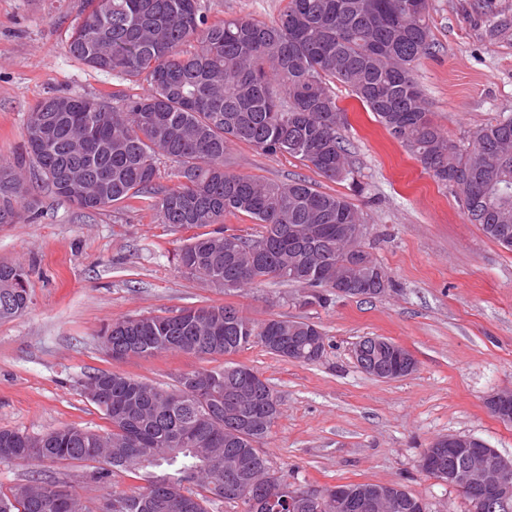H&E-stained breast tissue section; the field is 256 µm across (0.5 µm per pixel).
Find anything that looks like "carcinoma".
I'll return each instance as SVG.
<instances>
[{
	"label": "carcinoma",
	"instance_id": "carcinoma-1",
	"mask_svg": "<svg viewBox=\"0 0 512 512\" xmlns=\"http://www.w3.org/2000/svg\"><path fill=\"white\" fill-rule=\"evenodd\" d=\"M89 10L69 35L67 52L88 68L130 83L140 93L116 91L109 107L83 97L53 96L38 102L24 127L15 163H0V224L20 222L23 175L30 166L53 193L81 210L98 211L132 199L148 200L160 224L217 228L186 240L179 265L191 276L226 291L267 280L316 288L312 301L326 305L336 282L375 297L393 287L379 280L381 266L355 241L363 217L346 197L319 191L304 179L267 181L233 172L224 162L230 145L248 144L288 155L336 182L353 175L339 133L344 109L333 85L348 86L377 121L443 185L456 187L470 223L512 251V117L478 128L464 148L431 118L413 71L433 48L428 0H288L270 23L235 17L210 23L199 0H87ZM195 43L193 50L184 49ZM51 115L33 143L40 106ZM175 163L176 183L155 184L161 159ZM76 172L86 197H74L59 173ZM248 217L258 235L227 234L224 217ZM22 266L0 265V320L24 314L30 304ZM313 323L246 317L231 305L181 308L164 315L117 319L101 333L103 346L125 331L138 336L135 355L182 352L205 343L200 356L234 355L258 344L288 358V347L316 332ZM256 372L226 360L193 378L181 375L169 391L123 374L97 372L103 380L95 406L108 428L63 427L37 435L0 428V448L19 460L98 463L91 478L106 481L124 471L147 481L138 492L112 493L122 512H145L149 497L187 501L190 512L241 502L243 512H291L286 500L307 492L270 473L259 445L271 427L252 428L255 397L246 390ZM197 439L173 448L169 434ZM230 458L241 483L252 476L264 493L260 507L224 493L231 473L213 474L210 461ZM199 487L193 491L189 485ZM52 482L34 479L0 494V512H90L66 491L55 509L43 508ZM288 487L283 499L280 488Z\"/></svg>",
	"mask_w": 512,
	"mask_h": 512
}]
</instances>
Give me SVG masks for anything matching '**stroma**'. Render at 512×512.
<instances>
[{
    "label": "stroma",
    "instance_id": "obj_1",
    "mask_svg": "<svg viewBox=\"0 0 512 512\" xmlns=\"http://www.w3.org/2000/svg\"><path fill=\"white\" fill-rule=\"evenodd\" d=\"M209 21L249 16L273 22L287 0H200ZM435 48L415 75L434 122L466 144L488 121L512 115V0H429ZM84 0H0V162L23 145L24 122L43 98L77 95L111 103L118 81L66 51ZM353 181L333 182L298 159L233 145L235 172L274 181L308 180L346 196L363 214V245L392 280L384 294L307 303V289L273 280L221 291L185 273L176 254L193 228L156 223L132 200L84 212L35 182L33 216L0 224V264L29 273L31 304L0 321V428L31 435L107 422L83 394L84 375L122 373L173 388L181 374L222 365L219 357L168 352L112 359L102 327L115 319L179 308L232 305L249 318L305 320L325 336L312 363L261 346L234 355L266 379L281 414L261 448L276 476L297 487L348 483L402 486L430 512H469L463 494L428 476L421 460L442 436H475L512 460V423L492 416L490 394L512 387V251L469 223L457 194L375 120L345 86ZM381 336L407 347L415 371L396 380L363 372L355 344ZM95 465L1 461L0 491L31 479L70 486L90 508L112 491L144 487L115 473L92 481Z\"/></svg>",
    "mask_w": 512,
    "mask_h": 512
}]
</instances>
